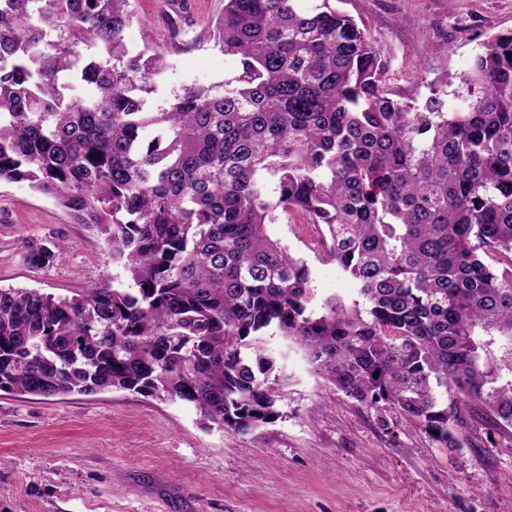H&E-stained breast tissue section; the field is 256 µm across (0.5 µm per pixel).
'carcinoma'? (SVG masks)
<instances>
[{"label":"carcinoma","mask_w":512,"mask_h":512,"mask_svg":"<svg viewBox=\"0 0 512 512\" xmlns=\"http://www.w3.org/2000/svg\"><path fill=\"white\" fill-rule=\"evenodd\" d=\"M129 2L0 0V180L53 197L133 283L0 288V391L125 390L247 435L279 418L295 346L386 430L392 410L455 451L483 406L511 427L480 337L512 339V30L475 57L466 108L437 89L420 108L336 0H224L235 76L153 110L168 62L126 46ZM282 215L316 228L356 298L312 288L269 232ZM64 253L31 239L24 259Z\"/></svg>","instance_id":"cac0c4a2"}]
</instances>
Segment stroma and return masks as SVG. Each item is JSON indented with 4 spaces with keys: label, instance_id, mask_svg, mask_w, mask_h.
<instances>
[{
    "label": "stroma",
    "instance_id": "stroma-1",
    "mask_svg": "<svg viewBox=\"0 0 512 512\" xmlns=\"http://www.w3.org/2000/svg\"><path fill=\"white\" fill-rule=\"evenodd\" d=\"M341 7L391 60L386 86L424 104L434 88L463 104V77L497 33L512 29V0H343ZM124 41L165 55L147 97L167 106L186 85L209 86L238 63L212 34L224 0H130ZM272 236L307 261L319 293L354 285L322 256L307 224L280 217ZM30 239L64 242L54 266L24 261ZM126 285L102 236L73 223L28 183L0 180V288L71 296L95 284ZM279 418L241 437L203 426L181 402L127 391L45 400L0 391V512H512V427L476 411L463 446L438 447L415 425L347 397L288 353Z\"/></svg>",
    "mask_w": 512,
    "mask_h": 512
}]
</instances>
